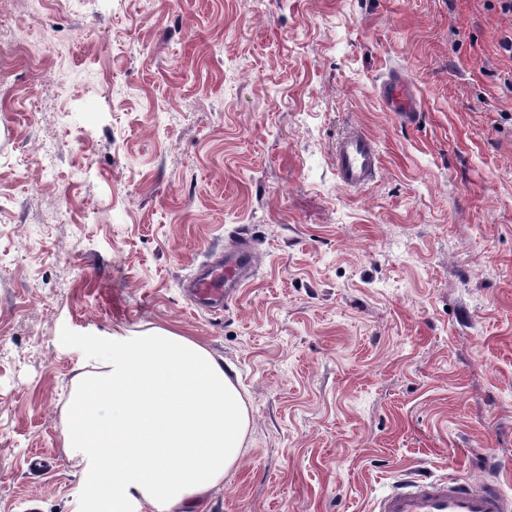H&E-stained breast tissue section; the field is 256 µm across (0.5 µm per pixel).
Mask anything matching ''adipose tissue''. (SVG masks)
<instances>
[{"label":"adipose tissue","mask_w":512,"mask_h":512,"mask_svg":"<svg viewBox=\"0 0 512 512\" xmlns=\"http://www.w3.org/2000/svg\"><path fill=\"white\" fill-rule=\"evenodd\" d=\"M93 349L67 446L99 512H192L236 466L248 431L231 367L163 328L115 333Z\"/></svg>","instance_id":"obj_1"}]
</instances>
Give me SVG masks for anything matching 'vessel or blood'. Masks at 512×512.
Returning <instances> with one entry per match:
<instances>
[{"label":"vessel or blood","instance_id":"1","mask_svg":"<svg viewBox=\"0 0 512 512\" xmlns=\"http://www.w3.org/2000/svg\"><path fill=\"white\" fill-rule=\"evenodd\" d=\"M379 94L387 110L394 112L401 123L418 122L416 99L403 76H389ZM334 164L344 186L363 187L379 170L377 144L362 131H350L336 146ZM257 263L256 254L246 242L225 248L219 271L200 274L189 284L193 306L213 314L223 312L225 302L244 286ZM373 512H512V496L494 483L425 476L398 482L375 502Z\"/></svg>","mask_w":512,"mask_h":512}]
</instances>
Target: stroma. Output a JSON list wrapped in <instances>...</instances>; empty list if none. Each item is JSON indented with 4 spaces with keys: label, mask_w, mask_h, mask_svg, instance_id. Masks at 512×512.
I'll use <instances>...</instances> for the list:
<instances>
[{
    "label": "stroma",
    "mask_w": 512,
    "mask_h": 512,
    "mask_svg": "<svg viewBox=\"0 0 512 512\" xmlns=\"http://www.w3.org/2000/svg\"><path fill=\"white\" fill-rule=\"evenodd\" d=\"M509 34L496 0H0V512H88L77 377L153 328L248 406L205 512H372L413 473L512 494ZM395 71L418 125L377 96ZM241 237L247 287L193 309ZM334 164L336 174L344 186L363 187L374 179L379 170L377 144L360 130L350 131L336 146Z\"/></svg>",
    "instance_id": "stroma-1"
}]
</instances>
